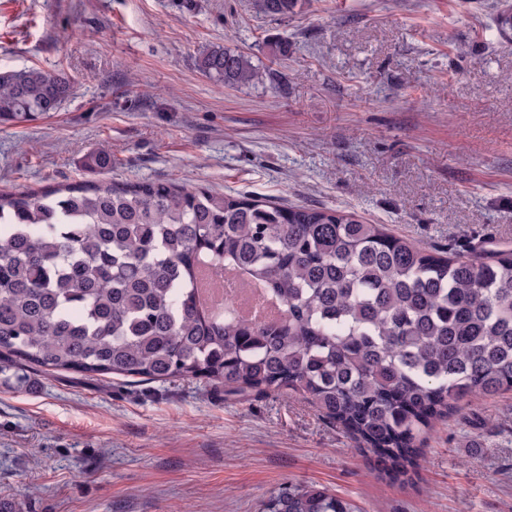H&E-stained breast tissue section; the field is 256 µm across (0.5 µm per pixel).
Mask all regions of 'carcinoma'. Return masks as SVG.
<instances>
[{
	"label": "carcinoma",
	"instance_id": "carcinoma-1",
	"mask_svg": "<svg viewBox=\"0 0 512 512\" xmlns=\"http://www.w3.org/2000/svg\"><path fill=\"white\" fill-rule=\"evenodd\" d=\"M299 0H258L286 15ZM226 85L260 71L212 48ZM61 74L0 71V121L55 112ZM234 268L283 305L273 323L204 303L198 275ZM199 381L299 394L407 480L419 435L450 402L512 390V251L441 256L330 208L188 189L80 181L0 191V373ZM263 512H356L322 488Z\"/></svg>",
	"mask_w": 512,
	"mask_h": 512
}]
</instances>
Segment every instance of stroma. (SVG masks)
I'll list each match as a JSON object with an SVG mask.
<instances>
[{
    "mask_svg": "<svg viewBox=\"0 0 512 512\" xmlns=\"http://www.w3.org/2000/svg\"><path fill=\"white\" fill-rule=\"evenodd\" d=\"M504 0H0V69L65 75L0 122V190L174 180L327 207L433 251L512 249ZM225 47L259 80L199 67ZM112 165L92 170L98 147ZM0 380V512H260L317 487L359 512H512V391L465 399L418 473L381 479L308 399L29 370Z\"/></svg>",
    "mask_w": 512,
    "mask_h": 512,
    "instance_id": "stroma-1",
    "label": "stroma"
}]
</instances>
